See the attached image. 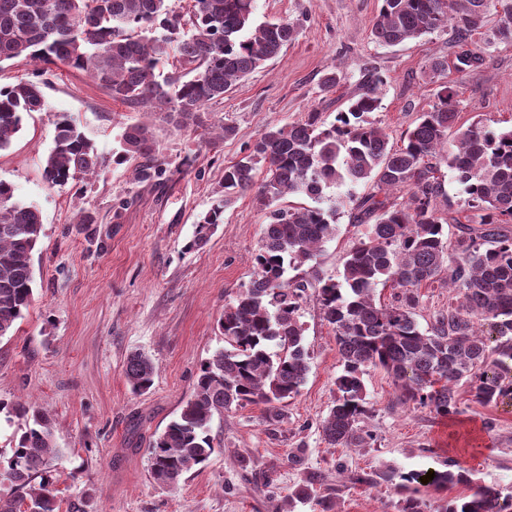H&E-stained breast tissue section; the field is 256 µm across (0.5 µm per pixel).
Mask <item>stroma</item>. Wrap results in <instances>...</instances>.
I'll list each match as a JSON object with an SVG mask.
<instances>
[{
	"label": "stroma",
	"instance_id": "35a3bbf8",
	"mask_svg": "<svg viewBox=\"0 0 512 512\" xmlns=\"http://www.w3.org/2000/svg\"><path fill=\"white\" fill-rule=\"evenodd\" d=\"M380 0H258L257 21L285 19L296 39L275 60L236 83L209 105L202 127L191 132L157 128L159 157L168 164L157 182L134 181L127 166L108 165L76 184L49 186L43 162L53 146L57 113H67L103 156H111L123 127L145 121L144 112L112 100L82 71L38 72L25 62L0 66V84L38 76L48 109L24 116L10 146L0 151V179L17 198L38 208L43 235L34 254L33 300L8 336L0 338V401L35 404L54 424L60 455L55 487L60 512L85 503L87 512H318L314 503L288 506L285 497L306 473L321 477L339 512H395L399 488L353 484L348 473L404 472L456 465L478 486L512 491V406L475 403L460 387L461 413L441 418L402 404L380 370L364 377L371 407L364 426L374 442L365 448H332L319 428L333 404L339 353L316 302L300 317L309 372L281 422L266 419L264 405L214 416L215 451L174 490L150 475L147 448L180 412L196 373L224 346L219 320L254 277V255L267 212L254 195L236 198L224 221L204 242L196 227L224 194V166L242 156L270 126L318 110L325 123L346 109L363 74L384 79L381 106L370 119L400 138L419 113L431 109L438 83L429 62L470 50L453 32H436L388 47L371 27ZM483 60L449 69L460 99V122L480 120L512 128V44L476 35ZM474 41V42H475ZM338 68L343 78L323 91L321 77ZM233 138L218 139L222 125ZM96 222L80 225L81 214ZM341 214L314 268L338 276L350 248L365 233ZM156 367L144 392L129 386L131 354ZM253 468L238 464L240 452ZM302 453V465L291 457Z\"/></svg>",
	"mask_w": 512,
	"mask_h": 512
}]
</instances>
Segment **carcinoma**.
<instances>
[{
    "label": "carcinoma",
    "instance_id": "obj_1",
    "mask_svg": "<svg viewBox=\"0 0 512 512\" xmlns=\"http://www.w3.org/2000/svg\"><path fill=\"white\" fill-rule=\"evenodd\" d=\"M256 2L193 0L184 15L174 0H0V64L23 57L84 71L112 100L177 131H194L208 104L278 58L296 38L286 19L256 21ZM497 8L493 39L512 43V0H381L371 33L376 42L396 46L451 27L466 42ZM172 57L179 66L166 72ZM429 66L443 79L437 101L398 144L369 120L380 108L383 83L370 72L333 123L325 124L313 110L296 122L268 127L244 156L224 166V196L204 215L188 248L224 222V206L238 195L254 193L268 210V223L254 256L253 280L224 308V348L200 365L191 398L151 444L156 483L174 490L209 460L210 423L218 413L263 404L269 422L280 421L279 404L299 394L309 370L299 317L310 296L332 328L340 356L336 396L321 423L330 447L362 448L373 440L361 426L370 413L364 375L371 368L387 372L402 403L428 407L440 417L459 413L462 384L476 403L512 404V128L459 125L458 94L444 81L448 59L434 57ZM45 111L39 82L20 78L1 86L0 151L21 129L24 115ZM112 163L130 165L139 183L157 181L167 171L146 123L123 128ZM105 164L68 115L58 113L45 181L65 186ZM444 165L463 185L469 211L466 232L453 244L440 209L452 207L441 179ZM368 183L377 191L344 199L326 194L334 186ZM394 191L406 192V198H391ZM290 194L312 205H279ZM345 211L350 223L366 224L369 232L347 253L339 277L288 278V270L316 260L335 234L336 216ZM42 232L39 210L0 179V338L31 304L32 258ZM424 282L456 291L448 310L425 329L416 317L414 292ZM380 286L396 290L395 300L382 302ZM272 344L277 351H270ZM154 373L145 355L129 357L126 378L133 391L148 390ZM13 411L26 422L0 466V481L12 484V494L0 496V512H60L52 421L32 403H16ZM397 479L403 487L425 480L437 487L472 484L465 470L437 471L430 481L425 472L394 470L376 479L349 476L353 484ZM319 480L314 473L306 476L286 496L288 506L310 498ZM445 512H512V494L478 487L449 499Z\"/></svg>",
    "mask_w": 512,
    "mask_h": 512
}]
</instances>
